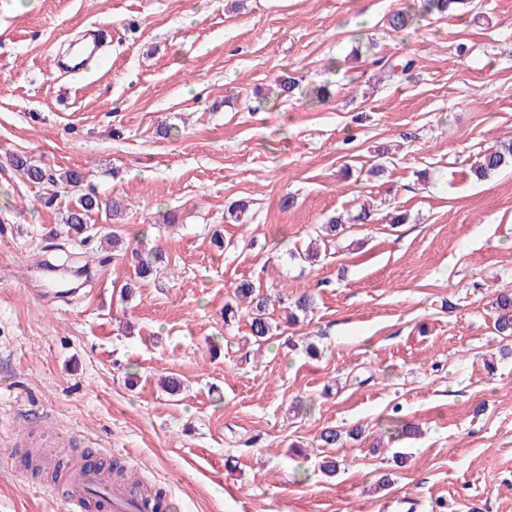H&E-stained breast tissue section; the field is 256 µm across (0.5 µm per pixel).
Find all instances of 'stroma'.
I'll use <instances>...</instances> for the list:
<instances>
[{
    "instance_id": "obj_1",
    "label": "stroma",
    "mask_w": 512,
    "mask_h": 512,
    "mask_svg": "<svg viewBox=\"0 0 512 512\" xmlns=\"http://www.w3.org/2000/svg\"><path fill=\"white\" fill-rule=\"evenodd\" d=\"M233 3L0 0V432L47 416L74 437L55 461L128 455L172 512H512V337L492 309L512 289V168L470 172L512 141V0L399 32L415 0ZM100 28L89 72L54 68ZM92 191L121 217L69 230ZM365 203L374 223H354ZM334 217L351 226L319 262L292 258ZM61 246L91 274L71 294L42 264ZM243 281L274 299L267 342L246 309L224 318ZM326 427L363 433L324 448ZM24 453L0 456V512H65Z\"/></svg>"
}]
</instances>
